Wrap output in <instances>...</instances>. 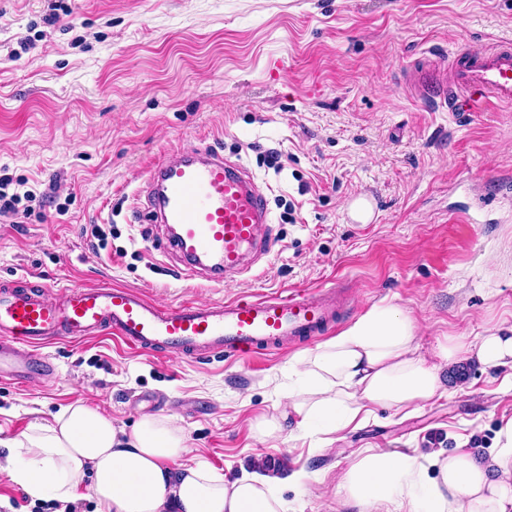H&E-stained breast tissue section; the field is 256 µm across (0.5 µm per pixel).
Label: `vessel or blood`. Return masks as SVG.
<instances>
[{"label":"vessel or blood","mask_w":512,"mask_h":512,"mask_svg":"<svg viewBox=\"0 0 512 512\" xmlns=\"http://www.w3.org/2000/svg\"><path fill=\"white\" fill-rule=\"evenodd\" d=\"M459 96L512 103V44L460 50L452 64ZM149 237L180 273L221 285L270 253L266 194L241 163L195 147H178L150 164L136 194ZM343 297L336 286L283 290L255 299L161 306L125 287L73 286L52 294L45 284L0 278V380L21 384L53 376L45 344L108 335L128 348L193 360L275 351L287 341L323 335Z\"/></svg>","instance_id":"b4317fda"}]
</instances>
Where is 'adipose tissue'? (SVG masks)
Returning <instances> with one entry per match:
<instances>
[{"mask_svg": "<svg viewBox=\"0 0 512 512\" xmlns=\"http://www.w3.org/2000/svg\"><path fill=\"white\" fill-rule=\"evenodd\" d=\"M418 348L409 316L372 307L294 361L297 386L287 409L258 421V432L284 433L290 420L299 433H335L378 404L397 412L420 406L443 394V370L463 360L512 369V327L471 341L444 337L431 360ZM187 451L171 420L145 417L129 433L98 408L75 403L1 439L0 472L33 500L73 502L89 488L98 512H287L278 475L260 467L227 482L203 464L183 463ZM336 495L368 512H512V423L485 458L467 450L410 456L363 449L348 462Z\"/></svg>", "mask_w": 512, "mask_h": 512, "instance_id": "1", "label": "adipose tissue"}]
</instances>
